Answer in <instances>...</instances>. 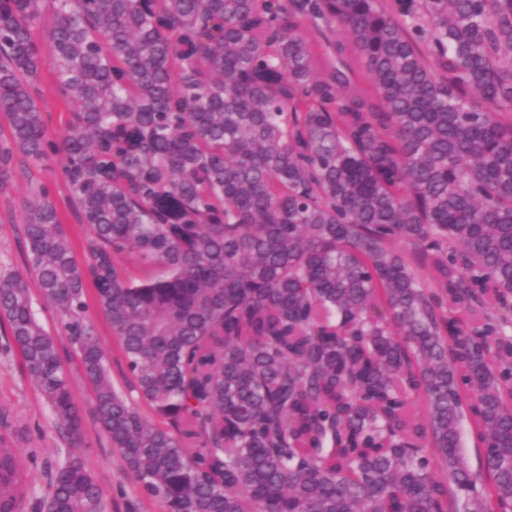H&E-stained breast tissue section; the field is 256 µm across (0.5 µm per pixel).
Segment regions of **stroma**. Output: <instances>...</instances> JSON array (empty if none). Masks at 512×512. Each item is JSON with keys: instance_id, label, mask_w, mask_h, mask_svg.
<instances>
[{"instance_id": "35a3bbf8", "label": "stroma", "mask_w": 512, "mask_h": 512, "mask_svg": "<svg viewBox=\"0 0 512 512\" xmlns=\"http://www.w3.org/2000/svg\"><path fill=\"white\" fill-rule=\"evenodd\" d=\"M52 60L44 58L38 92L50 135L61 134L67 109L52 83ZM45 187L55 199L61 224L73 244H80L85 226L79 224L68 203L59 159L43 167L18 166L7 193L0 194V265L22 267L19 244L21 203L32 189ZM68 367L74 401L84 421L82 451L106 502V512H163L159 502L144 497L122 455L96 428L90 410L92 389L86 381L73 346L66 338L57 341ZM0 448L16 451V460L28 479L23 512H44L58 467L70 450L56 431L49 406L29 377L24 362L0 325Z\"/></svg>"}]
</instances>
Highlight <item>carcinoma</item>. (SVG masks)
<instances>
[{
    "mask_svg": "<svg viewBox=\"0 0 512 512\" xmlns=\"http://www.w3.org/2000/svg\"><path fill=\"white\" fill-rule=\"evenodd\" d=\"M0 125V191L58 156L87 228L34 190L0 267L72 447L47 512L106 506L31 278L166 512H512V0H0ZM43 57L40 80L38 82L39 101L47 130L51 137H55V135L62 133L67 109L64 102L54 91L51 76L52 60L47 50ZM33 308L39 322L52 334H55L59 327V315L56 308L46 301L36 288H32ZM90 316L94 320L100 339L101 347L105 353V362L112 385L119 391H126L124 366L117 347L116 337L107 320L92 305V290L89 292ZM462 444L470 469L474 473H479L482 470L483 451L478 446L472 428L467 421H464L462 425Z\"/></svg>",
    "mask_w": 512,
    "mask_h": 512,
    "instance_id": "carcinoma-1",
    "label": "carcinoma"
}]
</instances>
